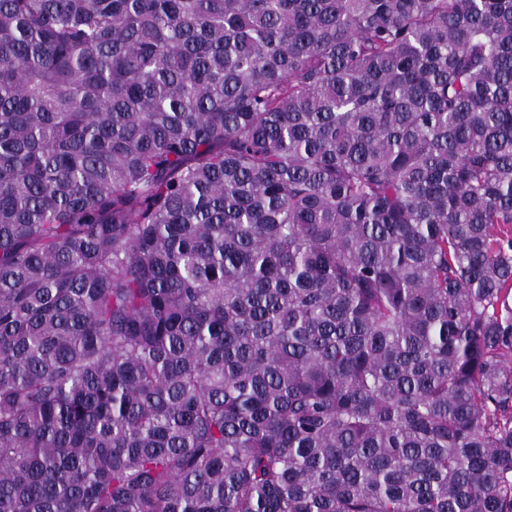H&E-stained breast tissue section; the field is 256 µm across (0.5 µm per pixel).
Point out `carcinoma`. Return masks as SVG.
I'll list each match as a JSON object with an SVG mask.
<instances>
[{"label":"carcinoma","mask_w":512,"mask_h":512,"mask_svg":"<svg viewBox=\"0 0 512 512\" xmlns=\"http://www.w3.org/2000/svg\"><path fill=\"white\" fill-rule=\"evenodd\" d=\"M0 512H512V0H0Z\"/></svg>","instance_id":"cac0c4a2"}]
</instances>
